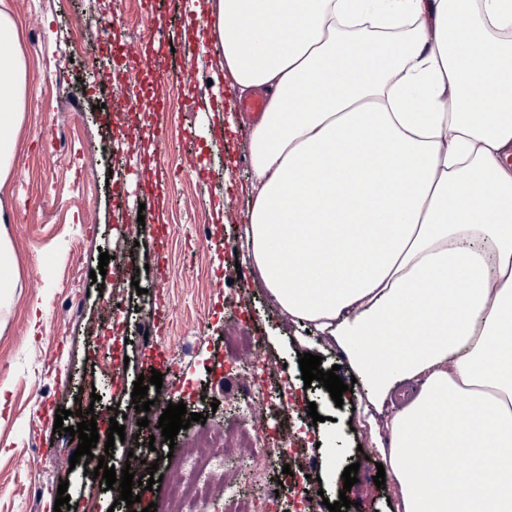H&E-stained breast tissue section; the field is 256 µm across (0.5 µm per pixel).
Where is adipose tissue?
Wrapping results in <instances>:
<instances>
[{
    "label": "adipose tissue",
    "mask_w": 512,
    "mask_h": 512,
    "mask_svg": "<svg viewBox=\"0 0 512 512\" xmlns=\"http://www.w3.org/2000/svg\"><path fill=\"white\" fill-rule=\"evenodd\" d=\"M250 129L248 258L384 400L399 512H512V0H205ZM0 11V188L26 59Z\"/></svg>",
    "instance_id": "obj_1"
}]
</instances>
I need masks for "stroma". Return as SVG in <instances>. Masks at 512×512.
<instances>
[{"instance_id": "35a3bbf8", "label": "stroma", "mask_w": 512, "mask_h": 512, "mask_svg": "<svg viewBox=\"0 0 512 512\" xmlns=\"http://www.w3.org/2000/svg\"><path fill=\"white\" fill-rule=\"evenodd\" d=\"M185 0H138V28L127 23L124 0H0V9L17 20L28 67L17 157L4 190L0 225L10 238L16 267L10 312L0 311V512H53L54 498L37 486L57 490L67 483L76 512H124L98 480L71 466L78 443L53 431L57 410L78 411L87 400L100 350L128 358L129 381L150 374L143 348L152 335L164 353L175 356L176 373L164 377L156 398L162 403H196L204 417H223L222 406L241 393V378L209 373V361L228 360L238 368L254 361L286 369L292 386L288 423L302 440L305 456L288 454L309 495L329 501L347 495L349 512H397L393 488H377L373 478L389 448L380 430L394 400L361 410L362 383L335 341L294 321L279 307L262 281L245 264L246 229L252 207L249 129L253 113L219 111L232 97L229 73L217 66L214 42L204 41L203 22L184 21ZM122 21L113 49L97 46L95 35L82 44L73 27L100 16ZM179 29L181 48L159 50L156 39ZM98 52L96 71L85 58ZM184 76L180 103L160 113L168 101L166 73ZM106 85L113 97L144 88L142 110L168 128L166 144L138 140L131 132L142 119L109 121L85 95V86ZM234 123L226 135L206 138V127ZM125 158L141 169L176 165V181L157 188L116 170ZM129 254L137 273L129 287L115 269L91 278L101 252ZM126 300V325L113 324V295ZM261 336L258 359L231 350L228 339L240 328ZM321 356L324 370H337L353 384L335 405L322 383L304 384L298 356ZM321 423H313L309 403ZM99 413L125 414V439L115 442L105 463L119 467L125 444L139 431L140 417L130 392L106 395ZM342 439L345 464H358V481L344 490L342 478L324 480L330 433Z\"/></svg>"}]
</instances>
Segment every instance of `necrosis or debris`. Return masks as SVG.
Listing matches in <instances>:
<instances>
[{
  "label": "necrosis or debris",
  "instance_id": "1",
  "mask_svg": "<svg viewBox=\"0 0 512 512\" xmlns=\"http://www.w3.org/2000/svg\"><path fill=\"white\" fill-rule=\"evenodd\" d=\"M245 385L243 398L232 401L229 407L244 422L243 433L217 421L208 426L207 453L187 448L170 458L161 448L134 449L132 472L142 471L144 464L159 458L165 462L160 512H194L196 503L202 500L212 503L215 512H281L283 500L276 492L280 485H295L296 479L286 474L277 483L267 478L266 471L274 460V451L295 445L284 420L289 402L288 378L257 364L250 369ZM243 440L257 450L246 468V478L253 486L249 494L242 493L238 480L226 471L227 462L237 458Z\"/></svg>",
  "mask_w": 512,
  "mask_h": 512
}]
</instances>
